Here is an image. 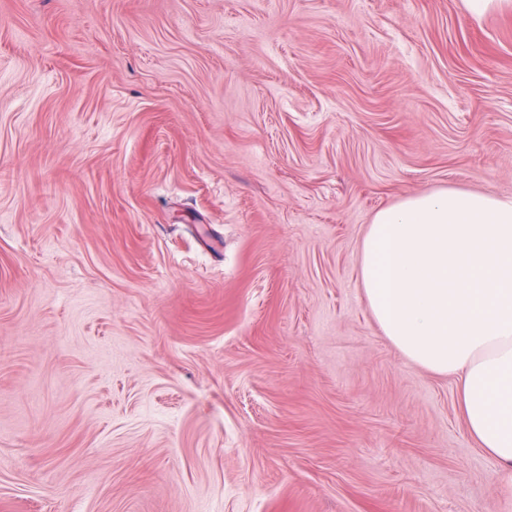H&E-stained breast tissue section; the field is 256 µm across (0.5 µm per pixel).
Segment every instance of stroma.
<instances>
[{
    "label": "stroma",
    "instance_id": "obj_1",
    "mask_svg": "<svg viewBox=\"0 0 512 512\" xmlns=\"http://www.w3.org/2000/svg\"><path fill=\"white\" fill-rule=\"evenodd\" d=\"M512 196V11L0 0V512H512L358 285Z\"/></svg>",
    "mask_w": 512,
    "mask_h": 512
}]
</instances>
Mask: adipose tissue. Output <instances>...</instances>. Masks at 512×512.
<instances>
[{"label": "adipose tissue", "mask_w": 512, "mask_h": 512, "mask_svg": "<svg viewBox=\"0 0 512 512\" xmlns=\"http://www.w3.org/2000/svg\"><path fill=\"white\" fill-rule=\"evenodd\" d=\"M360 280L383 335L453 379L465 429L512 499V198L448 186L379 209Z\"/></svg>", "instance_id": "adipose-tissue-1"}]
</instances>
